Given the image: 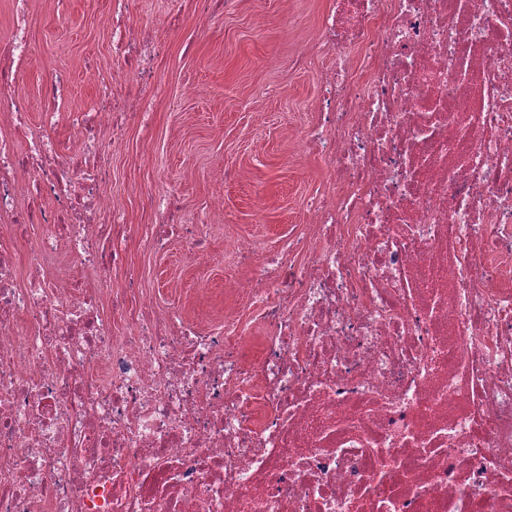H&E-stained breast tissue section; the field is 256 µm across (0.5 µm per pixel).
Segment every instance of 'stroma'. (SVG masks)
I'll return each instance as SVG.
<instances>
[{"label":"stroma","instance_id":"35a3bbf8","mask_svg":"<svg viewBox=\"0 0 512 512\" xmlns=\"http://www.w3.org/2000/svg\"><path fill=\"white\" fill-rule=\"evenodd\" d=\"M324 7V0H237L232 11L207 16L176 13L173 0H132L136 24L168 34L169 47L156 61L168 96L153 117L152 138L131 131L113 156L106 192L135 224L148 221L141 196L150 188L173 190L191 213L224 194L207 261L192 262L178 240L166 253L134 255L143 287L157 289L161 305L191 297L197 309L212 310L236 273L225 258L233 239L246 236L278 250L305 223L302 202L324 188L327 161L295 150L291 139L312 119L321 95L317 74L329 58L312 57L303 69L293 58L305 50ZM111 12L112 0H35V52L22 85L32 122L41 120L42 88L51 79L63 77L80 110L98 84L125 74L112 56ZM262 86L272 94L258 95ZM219 158L220 173L213 168Z\"/></svg>","mask_w":512,"mask_h":512}]
</instances>
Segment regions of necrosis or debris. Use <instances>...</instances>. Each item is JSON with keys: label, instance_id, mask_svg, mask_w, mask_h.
Segmentation results:
<instances>
[{"label": "necrosis or debris", "instance_id": "1", "mask_svg": "<svg viewBox=\"0 0 512 512\" xmlns=\"http://www.w3.org/2000/svg\"><path fill=\"white\" fill-rule=\"evenodd\" d=\"M0 37V512H512V0H326L301 149L327 190L287 257L248 238L204 320L131 253L206 260L171 193L155 231L105 193L165 38L113 0L123 84L32 126L30 0ZM359 59L344 55L347 46ZM67 126L70 145L53 130ZM26 273H19V263Z\"/></svg>", "mask_w": 512, "mask_h": 512}]
</instances>
